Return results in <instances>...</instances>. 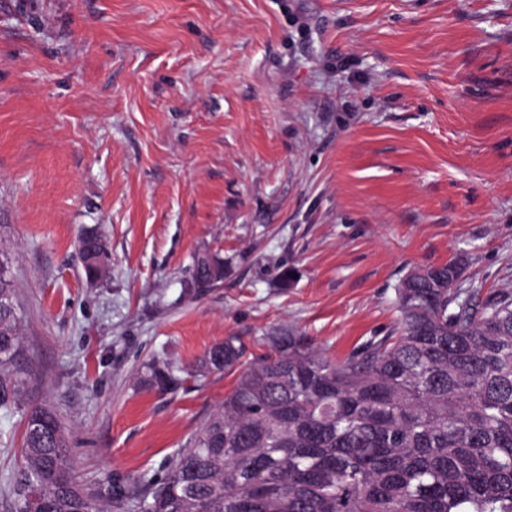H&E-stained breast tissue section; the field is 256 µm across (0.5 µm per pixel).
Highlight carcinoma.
<instances>
[{"label": "carcinoma", "instance_id": "carcinoma-1", "mask_svg": "<svg viewBox=\"0 0 512 512\" xmlns=\"http://www.w3.org/2000/svg\"><path fill=\"white\" fill-rule=\"evenodd\" d=\"M86 276L105 254L87 234ZM0 253V371L20 353L21 316ZM223 263L196 255L191 285L209 288ZM451 263L408 270L399 318L334 358L282 329L243 360L233 337L211 368L237 374L222 407L179 448L142 512H512V290L477 299ZM161 389L182 384L154 363ZM23 379L0 376L7 410ZM18 512H108L78 488L69 440L49 407L23 412Z\"/></svg>", "mask_w": 512, "mask_h": 512}]
</instances>
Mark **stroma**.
I'll list each match as a JSON object with an SVG mask.
<instances>
[{
    "mask_svg": "<svg viewBox=\"0 0 512 512\" xmlns=\"http://www.w3.org/2000/svg\"><path fill=\"white\" fill-rule=\"evenodd\" d=\"M202 250L224 273L192 291ZM0 253L24 380L0 512L32 402L80 487L140 512L232 388L213 345L252 360L288 326L343 357L416 265L512 289V0H0ZM93 243H97L99 245L96 249L91 251L89 246ZM78 251L83 262V268L86 276L90 278L97 270L99 258L102 255L105 257V250L103 248L102 241L94 234H87L80 239ZM150 372L155 384L161 389H172L182 384L178 370L165 363H153Z\"/></svg>",
    "mask_w": 512,
    "mask_h": 512,
    "instance_id": "1",
    "label": "stroma"
}]
</instances>
